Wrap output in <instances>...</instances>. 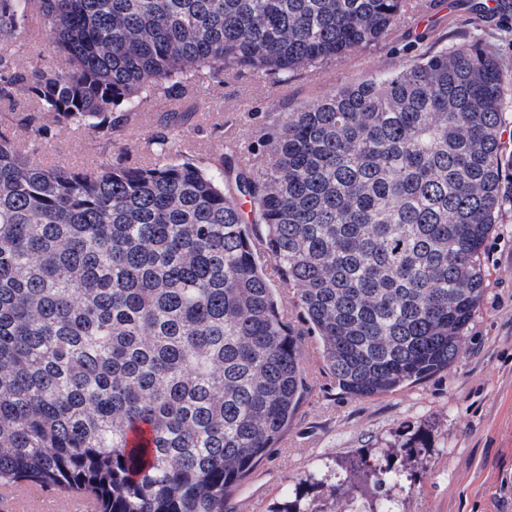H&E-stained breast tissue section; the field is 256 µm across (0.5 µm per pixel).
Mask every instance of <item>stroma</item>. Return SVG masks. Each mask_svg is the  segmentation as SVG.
<instances>
[{
	"label": "stroma",
	"mask_w": 512,
	"mask_h": 512,
	"mask_svg": "<svg viewBox=\"0 0 512 512\" xmlns=\"http://www.w3.org/2000/svg\"><path fill=\"white\" fill-rule=\"evenodd\" d=\"M464 40L493 51L512 71V12L475 17L468 0H406L399 23L382 42L287 81L238 70L217 84L187 85L180 102L191 111L178 153L209 166L229 144L257 170L269 159L264 135L275 117L334 89L402 68L427 50ZM167 110L158 98L136 124L111 142L90 132L56 130L38 145L47 165L90 169L146 162L144 139L159 132ZM484 299L467 330V351L453 366L403 390L362 398L344 393L325 370L311 337L301 341L309 386L277 448L230 491L224 512H331L329 491L342 462L358 454L386 460L391 449L424 436L426 446L399 480L359 503L377 512L391 499L396 512H512V202H505L483 248Z\"/></svg>",
	"instance_id": "35a3bbf8"
}]
</instances>
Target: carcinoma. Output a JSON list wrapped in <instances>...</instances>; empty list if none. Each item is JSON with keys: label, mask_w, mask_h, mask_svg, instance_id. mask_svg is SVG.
I'll use <instances>...</instances> for the list:
<instances>
[{"label": "carcinoma", "mask_w": 512, "mask_h": 512, "mask_svg": "<svg viewBox=\"0 0 512 512\" xmlns=\"http://www.w3.org/2000/svg\"><path fill=\"white\" fill-rule=\"evenodd\" d=\"M402 13L403 0H0V99L33 103L24 136L0 129V488L75 490L98 512H224L307 390L262 255L350 395L392 394L466 352L509 168L512 74L478 43L280 116L259 172L180 158L177 108L146 165L36 159L58 126L112 139L201 68L284 81L385 39ZM34 31L66 67L14 68ZM421 444L385 469L346 464L333 512H357L355 492L384 488Z\"/></svg>", "instance_id": "carcinoma-1"}]
</instances>
